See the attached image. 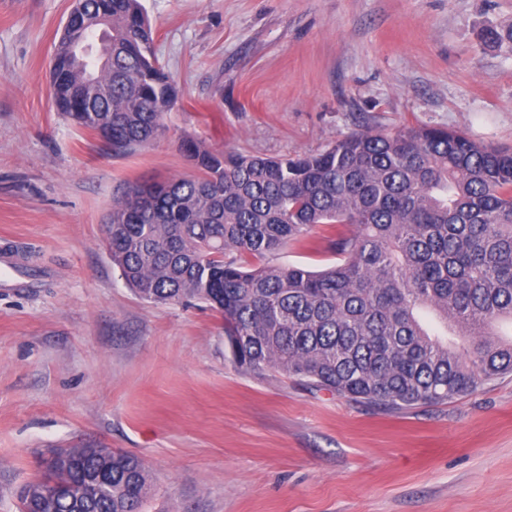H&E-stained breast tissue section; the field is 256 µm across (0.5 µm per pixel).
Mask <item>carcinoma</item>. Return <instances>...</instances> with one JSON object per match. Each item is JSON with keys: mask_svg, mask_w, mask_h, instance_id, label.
<instances>
[{"mask_svg": "<svg viewBox=\"0 0 512 512\" xmlns=\"http://www.w3.org/2000/svg\"><path fill=\"white\" fill-rule=\"evenodd\" d=\"M56 110L114 153L164 132L180 91L140 0H75L51 70ZM195 173L127 186L112 202V265L142 299L203 303L232 361L398 411L477 393L512 373V150L461 132L372 127L296 158L224 153L194 140ZM322 224L339 262H270ZM20 512H140L143 462L70 448L25 485Z\"/></svg>", "mask_w": 512, "mask_h": 512, "instance_id": "carcinoma-1", "label": "carcinoma"}]
</instances>
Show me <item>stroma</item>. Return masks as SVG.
Listing matches in <instances>:
<instances>
[{
    "label": "stroma",
    "instance_id": "35a3bbf8",
    "mask_svg": "<svg viewBox=\"0 0 512 512\" xmlns=\"http://www.w3.org/2000/svg\"><path fill=\"white\" fill-rule=\"evenodd\" d=\"M141 3L182 97L115 156L52 104L73 0H0V512L74 447L139 457L143 512H512V375L385 412L239 369L221 316L140 299L103 232L128 183L191 174L186 138L283 158L426 126L512 148V0ZM331 232L275 263L333 265Z\"/></svg>",
    "mask_w": 512,
    "mask_h": 512
}]
</instances>
